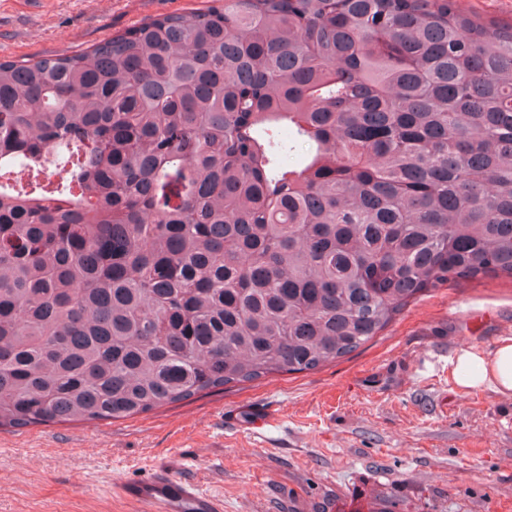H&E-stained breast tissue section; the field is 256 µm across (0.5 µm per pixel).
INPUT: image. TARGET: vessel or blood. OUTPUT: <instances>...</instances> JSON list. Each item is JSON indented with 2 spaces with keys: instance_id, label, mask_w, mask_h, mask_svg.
<instances>
[{
  "instance_id": "obj_1",
  "label": "vessel or blood",
  "mask_w": 512,
  "mask_h": 512,
  "mask_svg": "<svg viewBox=\"0 0 512 512\" xmlns=\"http://www.w3.org/2000/svg\"><path fill=\"white\" fill-rule=\"evenodd\" d=\"M125 494L147 504L151 512H220L219 503L197 491L166 470H159L146 482L132 483L124 488Z\"/></svg>"
}]
</instances>
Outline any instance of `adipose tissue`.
Instances as JSON below:
<instances>
[{
  "instance_id": "obj_1",
  "label": "adipose tissue",
  "mask_w": 512,
  "mask_h": 512,
  "mask_svg": "<svg viewBox=\"0 0 512 512\" xmlns=\"http://www.w3.org/2000/svg\"><path fill=\"white\" fill-rule=\"evenodd\" d=\"M448 379L459 390L487 389L512 398V336L499 337L491 350L462 348L448 358Z\"/></svg>"
}]
</instances>
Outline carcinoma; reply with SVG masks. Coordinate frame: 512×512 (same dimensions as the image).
<instances>
[{
  "mask_svg": "<svg viewBox=\"0 0 512 512\" xmlns=\"http://www.w3.org/2000/svg\"><path fill=\"white\" fill-rule=\"evenodd\" d=\"M486 276L512 280L511 22L221 0L0 60V429L313 371Z\"/></svg>",
  "mask_w": 512,
  "mask_h": 512,
  "instance_id": "1",
  "label": "carcinoma"
}]
</instances>
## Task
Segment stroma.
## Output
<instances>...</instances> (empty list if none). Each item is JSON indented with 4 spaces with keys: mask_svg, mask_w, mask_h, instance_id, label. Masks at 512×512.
<instances>
[{
    "mask_svg": "<svg viewBox=\"0 0 512 512\" xmlns=\"http://www.w3.org/2000/svg\"><path fill=\"white\" fill-rule=\"evenodd\" d=\"M213 0H0V60L86 50ZM512 335V280L451 282L372 341L112 422L0 431V512H148L124 495L155 470L223 512H512V399L462 393L448 356Z\"/></svg>",
    "mask_w": 512,
    "mask_h": 512,
    "instance_id": "1",
    "label": "stroma"
}]
</instances>
